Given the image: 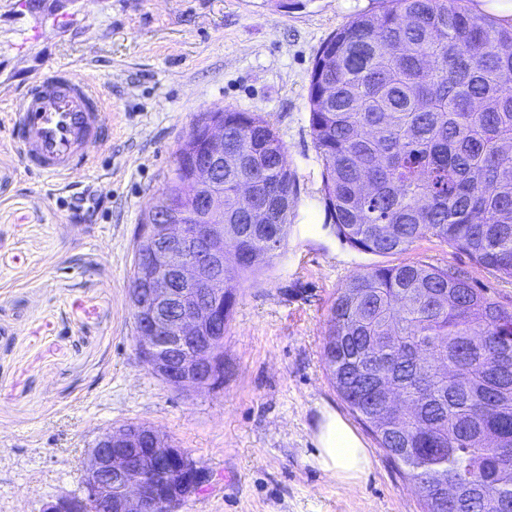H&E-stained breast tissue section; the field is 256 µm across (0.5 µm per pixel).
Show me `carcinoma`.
<instances>
[{"label":"carcinoma","instance_id":"carcinoma-1","mask_svg":"<svg viewBox=\"0 0 512 512\" xmlns=\"http://www.w3.org/2000/svg\"><path fill=\"white\" fill-rule=\"evenodd\" d=\"M309 127L337 236L378 255L435 237L512 280V23L462 0H383L315 61ZM224 223L240 225L225 294L288 243L295 180L273 125L224 109ZM325 363L351 411L412 479L425 512H512V311L420 262L350 277ZM413 411L385 417L377 383ZM468 499L439 503V482Z\"/></svg>","mask_w":512,"mask_h":512}]
</instances>
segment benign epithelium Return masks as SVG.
<instances>
[{"label":"benign epithelium","instance_id":"1","mask_svg":"<svg viewBox=\"0 0 512 512\" xmlns=\"http://www.w3.org/2000/svg\"><path fill=\"white\" fill-rule=\"evenodd\" d=\"M202 131L205 154L194 163L185 185L192 226L168 213L169 192L153 199L136 245L140 287L129 289L136 342L142 362L172 388L192 393L224 383V268L235 262L224 236V196L212 187L224 172V117L207 113L189 131ZM209 475L153 427L103 431L85 464L84 493L60 497L41 512H85L88 499L106 512H177Z\"/></svg>","mask_w":512,"mask_h":512}]
</instances>
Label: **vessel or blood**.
<instances>
[{
    "label": "vessel or blood",
    "instance_id": "1",
    "mask_svg": "<svg viewBox=\"0 0 512 512\" xmlns=\"http://www.w3.org/2000/svg\"><path fill=\"white\" fill-rule=\"evenodd\" d=\"M108 108L94 81H76L57 67L32 82L9 124L22 166L46 177H69L91 162L90 148L109 139Z\"/></svg>",
    "mask_w": 512,
    "mask_h": 512
}]
</instances>
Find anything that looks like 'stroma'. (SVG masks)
<instances>
[{"instance_id": "1", "label": "stroma", "mask_w": 512, "mask_h": 512, "mask_svg": "<svg viewBox=\"0 0 512 512\" xmlns=\"http://www.w3.org/2000/svg\"><path fill=\"white\" fill-rule=\"evenodd\" d=\"M380 0H0V512L80 494L109 427L151 425L206 468L178 512H422L421 496L353 418L323 357L330 306L349 278L422 261L463 273L512 310V281L435 238L387 256L343 243L324 210L308 122L317 53ZM58 66L95 81L112 135L70 181L24 170L8 113ZM270 121L297 193L288 246L245 282L224 335V385L177 391L142 363L129 287L138 227L200 113ZM99 207L74 219L80 196ZM331 406L370 450L347 486L314 467Z\"/></svg>"}]
</instances>
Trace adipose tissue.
Returning <instances> with one entry per match:
<instances>
[{"mask_svg": "<svg viewBox=\"0 0 512 512\" xmlns=\"http://www.w3.org/2000/svg\"><path fill=\"white\" fill-rule=\"evenodd\" d=\"M312 462L346 484H356L371 469V456L356 430L336 410L323 407L313 433Z\"/></svg>", "mask_w": 512, "mask_h": 512, "instance_id": "1", "label": "adipose tissue"}]
</instances>
